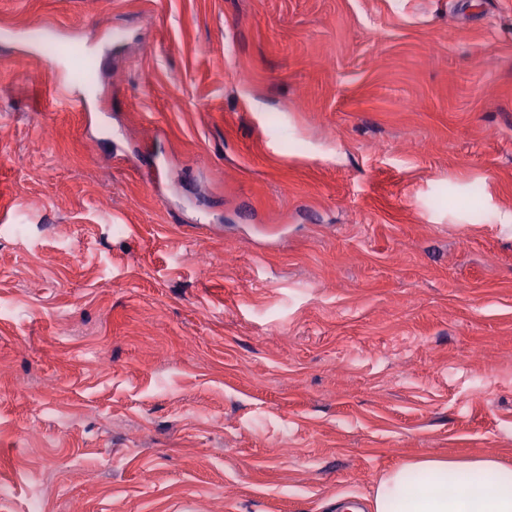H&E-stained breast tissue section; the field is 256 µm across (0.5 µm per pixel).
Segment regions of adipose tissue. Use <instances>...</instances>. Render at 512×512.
<instances>
[{
    "instance_id": "adipose-tissue-1",
    "label": "adipose tissue",
    "mask_w": 512,
    "mask_h": 512,
    "mask_svg": "<svg viewBox=\"0 0 512 512\" xmlns=\"http://www.w3.org/2000/svg\"><path fill=\"white\" fill-rule=\"evenodd\" d=\"M371 512H512V470L492 458L419 457L379 477Z\"/></svg>"
}]
</instances>
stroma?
<instances>
[{
  "instance_id": "1",
  "label": "stroma",
  "mask_w": 512,
  "mask_h": 512,
  "mask_svg": "<svg viewBox=\"0 0 512 512\" xmlns=\"http://www.w3.org/2000/svg\"><path fill=\"white\" fill-rule=\"evenodd\" d=\"M425 456L512 468V0H0V512Z\"/></svg>"
}]
</instances>
